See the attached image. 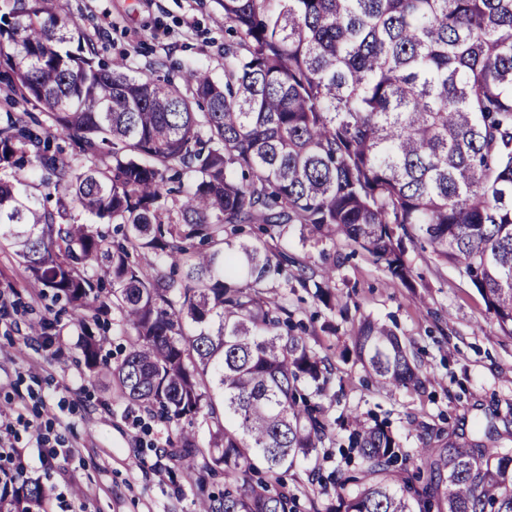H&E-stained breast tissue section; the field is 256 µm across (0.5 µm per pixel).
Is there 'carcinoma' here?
<instances>
[{
  "label": "carcinoma",
  "mask_w": 512,
  "mask_h": 512,
  "mask_svg": "<svg viewBox=\"0 0 512 512\" xmlns=\"http://www.w3.org/2000/svg\"><path fill=\"white\" fill-rule=\"evenodd\" d=\"M218 3L222 86L199 67L181 85L134 78L126 57L95 61L66 0H0V77L74 145L54 151L36 118L5 112L0 245L83 326L119 315V396L176 427L170 458L195 479L197 512H299L283 474L344 415L322 404L337 397L335 364L264 288L293 279L336 308L272 247L286 225L340 236L404 283L403 240L420 239L512 336V0ZM97 156L112 163L83 164ZM30 172L52 206L33 200ZM77 207L122 240L75 222ZM352 342L379 387L425 390L391 329L365 319ZM83 355L102 364L90 333ZM353 421L362 467L335 478L324 512H512V448L450 437L412 454L388 427ZM48 503L39 481L0 478V512Z\"/></svg>",
  "instance_id": "1"
}]
</instances>
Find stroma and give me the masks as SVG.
<instances>
[{"mask_svg": "<svg viewBox=\"0 0 512 512\" xmlns=\"http://www.w3.org/2000/svg\"><path fill=\"white\" fill-rule=\"evenodd\" d=\"M98 57L128 56L136 74H172L201 65L224 79V14L217 0H67ZM330 282L340 309L329 312L312 290L274 281L288 307L311 332V344L329 355L341 384L340 406L331 416L355 413L379 421L404 447H419L423 432L471 437L493 430L497 443L512 447V337L489 319L471 282L440 263L429 247L407 244L411 284L391 278L367 251L343 240L319 242L289 225L277 242ZM0 290L8 300L0 316V417L40 427L69 456L42 465L28 432H20L25 477L53 490L50 512H196L192 483L168 456L176 444L173 426L118 398L109 371L128 351V339L111 328L96 330L108 368L89 370L84 331L70 308L47 289L31 287L29 273L10 249H0ZM53 324V343L31 335L29 323ZM390 327L428 382L424 392H389L368 376L353 353L352 337L363 320ZM349 426L336 430L311 459L300 461L285 481L301 512H319L335 487L314 483L310 470L356 474L361 460L348 446Z\"/></svg>", "mask_w": 512, "mask_h": 512, "instance_id": "obj_1", "label": "stroma"}]
</instances>
